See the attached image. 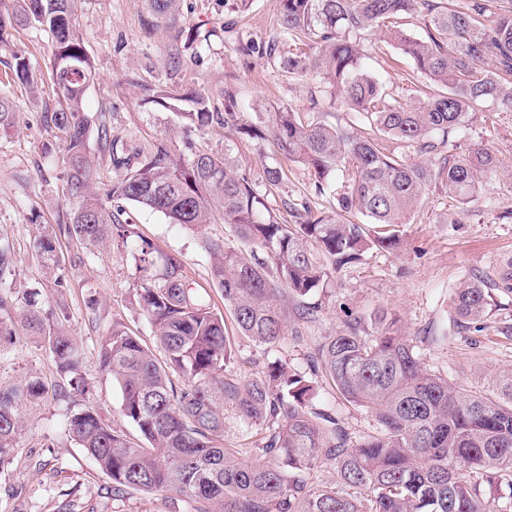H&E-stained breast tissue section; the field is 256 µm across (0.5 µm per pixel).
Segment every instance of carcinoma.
<instances>
[{"label":"carcinoma","mask_w":512,"mask_h":512,"mask_svg":"<svg viewBox=\"0 0 512 512\" xmlns=\"http://www.w3.org/2000/svg\"><path fill=\"white\" fill-rule=\"evenodd\" d=\"M76 2L15 0L12 10L0 11V46L31 26L51 39L56 101L41 118L62 143L65 193L77 200L66 222L34 242L56 286L68 283L61 237L99 246L114 232L135 242L140 270L162 266L161 274L143 280L139 304L165 358L118 323L107 328L99 347L101 370L118 383L121 413L144 444L132 442L89 403L67 420L68 433L112 481V495L175 492L194 501L196 512H512V497L499 493L501 477L512 473V369L496 379L495 399L463 392L427 370L397 318L378 310L374 335L352 328L334 336L310 364L312 375L328 377L348 403L373 418V432L348 448L346 432L314 404L311 378L281 362L248 380L229 369L224 317L187 280L183 260L158 255L104 202L124 199L197 230L238 333L273 346L284 338L282 299L299 301L300 318H316L319 306L305 298L366 253L401 249V227L430 188L464 204L500 177L503 161L494 151L475 144L453 153L448 133L467 127L478 113L512 112V0H279L288 39L280 68L323 79L336 110L353 113L358 127L304 122L287 105L268 125L245 124L231 96L224 111L214 112L201 90L146 86L142 102L176 113L190 157L175 156L160 141L103 197L94 191L86 149L85 94L94 74L72 23ZM145 3L146 27L180 21L181 0ZM418 17L422 36L405 28ZM382 43L397 45L412 63L405 80L416 92L426 93L430 84L438 91L418 105L388 92L368 67ZM14 60L11 79L38 97L30 61L18 54ZM16 121L11 99L0 94V134ZM213 128L268 141L277 154L304 166L314 193L335 200L336 215L285 199L293 223L279 220L268 195L285 186L281 162L265 166L261 192L236 167L231 148L193 151L191 136ZM97 137L113 166L123 167L125 158L105 125L97 127ZM217 214L245 248L202 233ZM14 276L10 246L0 244V346L13 343L15 324L32 329L56 366L55 397L86 396L79 349L64 327L67 313L44 307L34 289L16 306ZM453 305L459 324L484 330L490 295L483 284L461 283ZM47 393L35 378L0 385V462L14 450L24 407ZM230 414L261 431L255 446L263 460L247 462L242 449L224 446ZM323 465L336 471L335 486H313L302 477Z\"/></svg>","instance_id":"cac0c4a2"}]
</instances>
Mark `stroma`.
I'll list each match as a JSON object with an SVG mask.
<instances>
[{"instance_id":"stroma-1","label":"stroma","mask_w":512,"mask_h":512,"mask_svg":"<svg viewBox=\"0 0 512 512\" xmlns=\"http://www.w3.org/2000/svg\"><path fill=\"white\" fill-rule=\"evenodd\" d=\"M181 12L177 25L149 30L142 24V0H77L74 24L96 73L86 91V106L92 121L106 124L128 158L137 159L161 139L176 153L186 152L175 114L141 104L145 85L202 89L219 107L226 95H234L246 124H268L272 110L283 104L304 119L320 109L328 122L353 123L352 113L330 110L322 79L292 77L277 68L276 60L286 50L278 0H182ZM50 44L45 31L31 27L0 48V74L14 54L22 53L43 80L36 99L0 83V94L13 99L17 112L15 130L0 136V239L9 241L15 255L16 294L35 288L42 302L66 309L65 329L83 351L90 403L114 428L135 439L137 429L121 413L120 388L101 371L98 357L99 338L115 322L127 325L148 347L156 345L139 306L144 274L133 258V246L116 237L100 251L62 241L65 259L82 260L64 288L47 277L33 247L40 226H57L73 207L62 190L63 147L40 119L55 102ZM174 51L180 54V65L173 70L169 57ZM370 65L388 91L413 97V87L403 76L410 63L396 49L384 47ZM449 140L489 146L503 160L508 176L465 205L430 189L403 227V248L391 254L376 251L345 266L325 290L312 296V303L321 307L316 319L302 320L289 311L286 338L271 348L232 337L237 374L253 376L276 361L308 374L319 345L352 323L360 335H370L368 317L382 308L399 317L428 370L464 391H492L496 373L512 368V291L502 283L512 273V112L497 113L492 126L475 116L468 130L451 132ZM193 142L195 149L206 152L232 147L256 182L272 161L268 144L232 139L220 129L196 134ZM111 207L161 253L180 254L188 281L215 311H223L224 300L212 281V261L195 231L124 200L112 201ZM475 277L491 296L480 332L458 326L452 306L458 285ZM92 299L98 302L93 312L87 308ZM29 376L48 383L58 378L40 339L20 328L13 344L0 351V383ZM316 405L333 413L351 443L373 430L369 414L346 403L329 382H321ZM72 411V406L51 398L25 409L16 448L0 463V512H195V502L171 492L133 490L113 496L110 479L66 430Z\"/></svg>"}]
</instances>
